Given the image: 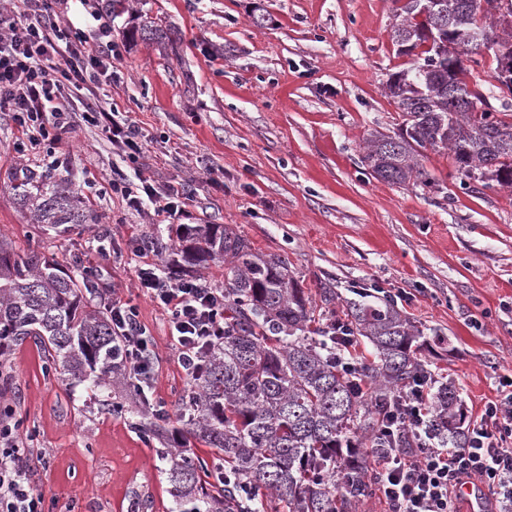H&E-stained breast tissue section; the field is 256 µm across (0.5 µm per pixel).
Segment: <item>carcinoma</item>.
Returning <instances> with one entry per match:
<instances>
[{"mask_svg": "<svg viewBox=\"0 0 512 512\" xmlns=\"http://www.w3.org/2000/svg\"><path fill=\"white\" fill-rule=\"evenodd\" d=\"M415 2L399 7L390 32L397 54L412 61L385 86L405 131L370 133L362 163L376 180L404 186L426 176L428 153L447 150L463 178L477 172L486 187L512 189V104L494 110L479 84L466 81L467 62L480 65L469 51L452 61L427 46ZM442 2L453 34L512 41V31H499L501 16L512 17V0ZM137 32L159 45L168 39L148 19ZM9 187L43 235L81 233L94 221L66 179L26 173L11 177ZM177 240L175 264L187 273L224 262V338L203 353L189 391L175 403L178 425L168 427L165 410L128 409L137 427L164 444L158 470L167 475L170 512H357L372 492L379 449L419 445L408 432L377 437L399 395L419 380L436 386L428 435L465 447L457 391L417 358L427 340L393 301L353 303L344 318L313 329L315 300L285 256L256 251L226 224H182ZM95 295L91 271L37 249L17 255L1 236L0 357L32 340L46 368L68 385L102 392L122 378L144 401L124 338ZM340 325L371 349L353 370L336 362ZM197 443L223 463L224 478L194 454Z\"/></svg>", "mask_w": 512, "mask_h": 512, "instance_id": "1", "label": "carcinoma"}]
</instances>
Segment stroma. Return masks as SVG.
<instances>
[{
	"mask_svg": "<svg viewBox=\"0 0 512 512\" xmlns=\"http://www.w3.org/2000/svg\"><path fill=\"white\" fill-rule=\"evenodd\" d=\"M395 0H133L104 13L102 0H72L67 24L112 26L121 55L102 101L147 137L140 170L155 183L188 184L177 224H229L257 250L278 253L309 291L334 288L343 311L360 288L379 285L426 336L422 358L452 382L475 421L512 378V191L463 183L447 153L425 162L429 183L390 185L362 164L365 138L396 132L385 95L402 69L390 40ZM265 15L264 26L252 19ZM148 16L174 26L176 51L128 31ZM16 126L0 112V233L18 254L37 247L90 270L103 303L135 305L157 360L148 397L169 407L190 387L169 317L141 292L135 240L155 224L111 191V168L132 174L97 128L76 126L58 160L16 154ZM70 179L96 221L76 235L39 234L16 205L7 175L22 169ZM11 419L29 453L47 464L34 478L50 512H131L134 492L151 512L172 498L156 469V438L126 414L123 383L97 396L46 373L31 343L9 357Z\"/></svg>",
	"mask_w": 512,
	"mask_h": 512,
	"instance_id": "obj_1",
	"label": "stroma"
}]
</instances>
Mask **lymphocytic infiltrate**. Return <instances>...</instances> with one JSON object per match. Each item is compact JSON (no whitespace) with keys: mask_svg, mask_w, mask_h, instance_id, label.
<instances>
[{"mask_svg":"<svg viewBox=\"0 0 512 512\" xmlns=\"http://www.w3.org/2000/svg\"><path fill=\"white\" fill-rule=\"evenodd\" d=\"M69 2L15 0V14L0 10V112L10 113L20 133L15 151L22 155L44 143L58 148L81 121L122 148L129 163H138L144 149L139 129L97 96L119 51L108 41L106 26L88 33L64 29ZM111 186L129 208L151 205L157 224L171 223L191 195L185 184L162 190L144 177L133 186L120 174ZM137 279L144 295L169 311L178 357L188 373H195L196 359L224 335L223 289L196 278L170 279L159 263L149 261L138 267ZM112 326L126 338L132 374L149 379L155 354L136 311L114 301ZM511 438L512 391H505L485 405L465 447L419 448L411 456L390 449L378 464V490L391 512H456V487L473 480L489 491L512 494ZM33 471L17 425L0 421V512H46L47 498L33 484Z\"/></svg>","mask_w":512,"mask_h":512,"instance_id":"lymphocytic-infiltrate-1","label":"lymphocytic infiltrate"}]
</instances>
